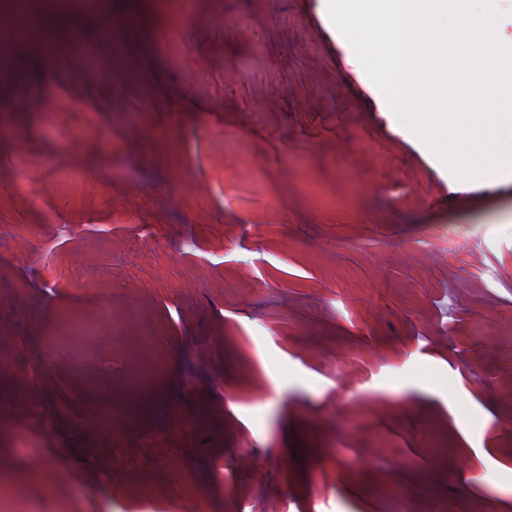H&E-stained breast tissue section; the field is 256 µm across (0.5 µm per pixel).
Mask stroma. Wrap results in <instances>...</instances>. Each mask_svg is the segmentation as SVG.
<instances>
[{"instance_id": "1", "label": "stroma", "mask_w": 512, "mask_h": 512, "mask_svg": "<svg viewBox=\"0 0 512 512\" xmlns=\"http://www.w3.org/2000/svg\"><path fill=\"white\" fill-rule=\"evenodd\" d=\"M67 2L77 64L0 43V512L512 507V177L453 182L322 0H191L181 26ZM108 10L133 22L107 39ZM102 307L125 337L44 362L61 311ZM145 328L168 366L134 400Z\"/></svg>"}]
</instances>
